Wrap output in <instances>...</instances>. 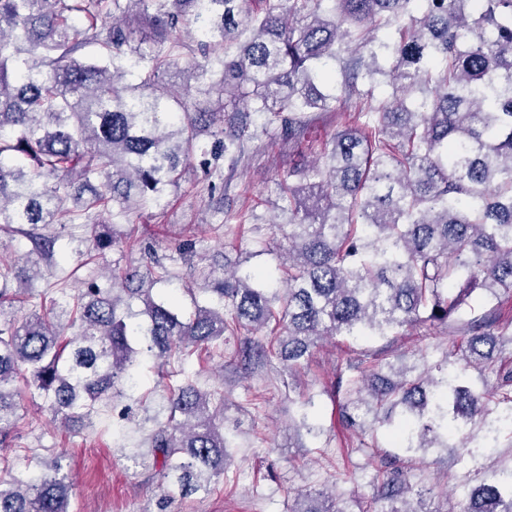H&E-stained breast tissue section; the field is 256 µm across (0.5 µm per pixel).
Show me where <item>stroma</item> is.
<instances>
[{
  "label": "stroma",
  "instance_id": "1",
  "mask_svg": "<svg viewBox=\"0 0 512 512\" xmlns=\"http://www.w3.org/2000/svg\"><path fill=\"white\" fill-rule=\"evenodd\" d=\"M343 121L339 113L320 112L300 139L291 141L276 132L261 135L246 142L234 169L218 176L190 166L158 219L129 213L125 224L117 227V240L106 251L102 265L81 266L78 254L72 253L63 262L60 275L74 272L82 279L99 278L106 266L138 262L139 251L128 249L124 240L131 224L146 225L162 255L174 254L185 225H196V250L206 270L218 272L225 262L245 259L250 266L274 271L277 252L255 255L254 240L260 236L277 244L283 241L281 231L272 225L280 217L281 175L290 164L316 157ZM207 223L223 225V240L204 231ZM225 240L231 241L230 249L222 248ZM459 336L456 328L435 325L428 327L426 339L419 343L402 336L392 342L339 337L323 342L308 365L292 377L277 365L245 377L233 368H220L215 359L200 363L199 386L225 398L224 431L233 441L231 465L213 493L174 500L167 512H287L288 502L296 494L329 485L344 499H369L377 461L342 423L343 400L332 391L338 365L345 354L362 356L381 350L433 364ZM256 391L266 397L257 406L251 402ZM308 398L324 428V436L318 440L298 438L290 424L291 412ZM20 412L24 416L20 437L14 449L0 450V468L25 465L29 448L39 449L47 457L62 453L72 475L73 512H156V502L165 492L162 475L147 476L128 457L129 449L141 445L147 425L127 422L117 433L112 429L111 413L105 411L99 432L65 430L54 426L27 397L21 400ZM509 465L512 448L488 449L464 469L451 463L445 450L432 449L424 454L410 482L414 489L429 492L436 506L443 502V488L457 485L453 503L459 508L481 474Z\"/></svg>",
  "mask_w": 512,
  "mask_h": 512
}]
</instances>
